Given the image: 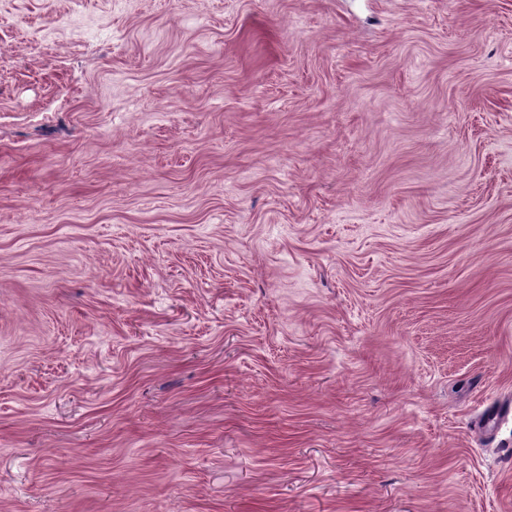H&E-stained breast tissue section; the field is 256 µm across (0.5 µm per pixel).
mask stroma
<instances>
[{
  "label": "stroma",
  "mask_w": 512,
  "mask_h": 512,
  "mask_svg": "<svg viewBox=\"0 0 512 512\" xmlns=\"http://www.w3.org/2000/svg\"><path fill=\"white\" fill-rule=\"evenodd\" d=\"M512 512V0H0V512Z\"/></svg>",
  "instance_id": "stroma-1"
}]
</instances>
